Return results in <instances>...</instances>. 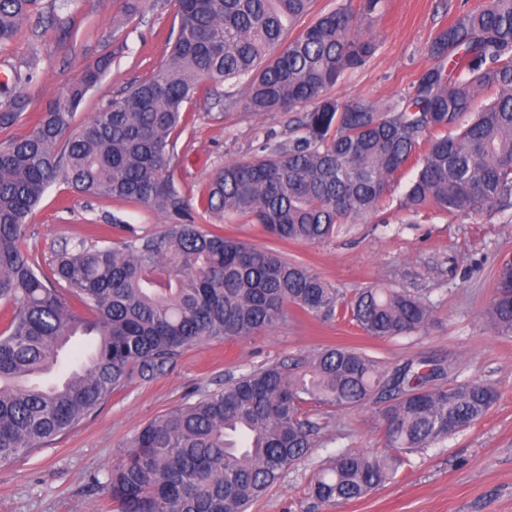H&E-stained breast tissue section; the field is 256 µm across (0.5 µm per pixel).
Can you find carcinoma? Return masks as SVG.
I'll list each match as a JSON object with an SVG mask.
<instances>
[{"mask_svg":"<svg viewBox=\"0 0 512 512\" xmlns=\"http://www.w3.org/2000/svg\"><path fill=\"white\" fill-rule=\"evenodd\" d=\"M381 0H362L302 25L312 0H174L166 63L76 122L112 54L85 67L0 143V466L14 463L99 410L133 375L152 377L201 342L253 336L288 321V307L337 314L374 339L424 329L430 305L404 289L369 286L346 300L308 267L266 247L203 231L170 173L183 104L203 81H235L258 113L305 109L286 143L231 161L209 183L207 212L246 218L283 242L319 243L378 211L411 162L400 209L448 217L512 209V0H479L440 29L433 61L397 99L341 102L333 89L377 50L367 35ZM37 0H0V47ZM0 83V125L26 111ZM90 195L136 201L180 222L117 246L76 245L52 276L22 248L29 215L57 179ZM75 298L81 308L70 301ZM512 336V260L498 269L486 311ZM431 361L390 370L357 349L328 347L264 364L142 427L104 481L115 512H246L307 458L329 421L309 407L384 403L385 447L342 452L309 482L321 503L360 499L393 480L406 453L475 425L499 401L473 378L441 382Z\"/></svg>","mask_w":512,"mask_h":512,"instance_id":"cac0c4a2","label":"carcinoma"}]
</instances>
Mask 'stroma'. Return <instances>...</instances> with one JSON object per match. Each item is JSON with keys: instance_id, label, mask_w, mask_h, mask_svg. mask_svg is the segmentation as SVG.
I'll list each match as a JSON object with an SVG mask.
<instances>
[{"instance_id": "obj_1", "label": "stroma", "mask_w": 512, "mask_h": 512, "mask_svg": "<svg viewBox=\"0 0 512 512\" xmlns=\"http://www.w3.org/2000/svg\"><path fill=\"white\" fill-rule=\"evenodd\" d=\"M462 6L463 0H381L371 28L377 50L363 67L341 77L336 97L381 104L406 93L432 64L427 48L436 32ZM125 7L126 0H39L20 33L0 49V71L32 76L21 87L29 113L42 111L84 66L107 52L115 54L112 64L79 106L77 120L166 62L168 41L178 27L173 0H139L133 16ZM51 17L69 28L70 39L59 41L46 31ZM234 91L226 84L213 94L195 95L183 107L171 173L198 213L225 163L261 155L267 138L288 140L297 118L293 112L250 111L241 99L227 105L225 97ZM416 174L413 168L403 172L381 202L379 217L341 225L316 244L274 242L261 225L222 215L207 216L201 227L274 247L347 296L372 284L409 290L431 306L424 330L376 340L346 320L324 321L292 309L276 328L187 348L167 359L153 378L132 377L73 430L0 467V512H108L100 480L143 425L267 362L327 346L367 349L391 369L409 359L432 360L444 367L445 382L479 377L501 398L473 428L409 454L385 486L360 499L319 504L308 495V481L326 458L345 451L385 452L377 404L332 413L312 454L248 512H512V337L494 335L483 320L497 267L512 257V210L452 221L431 212L406 223L399 203ZM167 225V217L152 207L83 195L59 181L37 205L24 248L46 271L62 247L109 245L127 231L154 235Z\"/></svg>"}]
</instances>
